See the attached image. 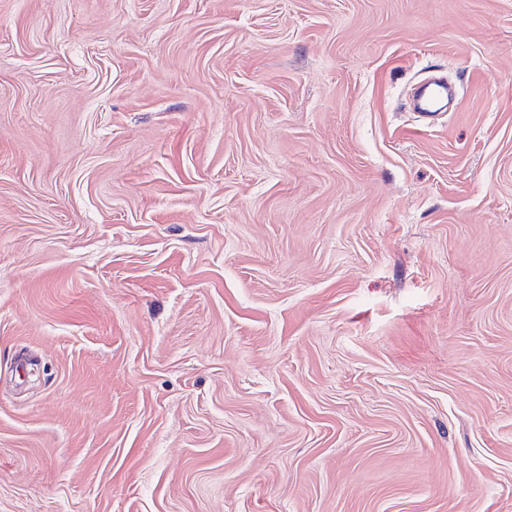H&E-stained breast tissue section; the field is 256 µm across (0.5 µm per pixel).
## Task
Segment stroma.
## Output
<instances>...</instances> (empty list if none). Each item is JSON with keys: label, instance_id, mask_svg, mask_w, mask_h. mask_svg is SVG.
Instances as JSON below:
<instances>
[{"label": "stroma", "instance_id": "stroma-1", "mask_svg": "<svg viewBox=\"0 0 512 512\" xmlns=\"http://www.w3.org/2000/svg\"><path fill=\"white\" fill-rule=\"evenodd\" d=\"M0 512H512V0H0ZM443 77V76H442ZM441 78V77H439ZM439 78L434 79L431 82H427L419 87L417 99L415 101V107L423 111V114H431L441 104H446L448 96H451V92L448 91V84L440 82Z\"/></svg>", "mask_w": 512, "mask_h": 512}]
</instances>
